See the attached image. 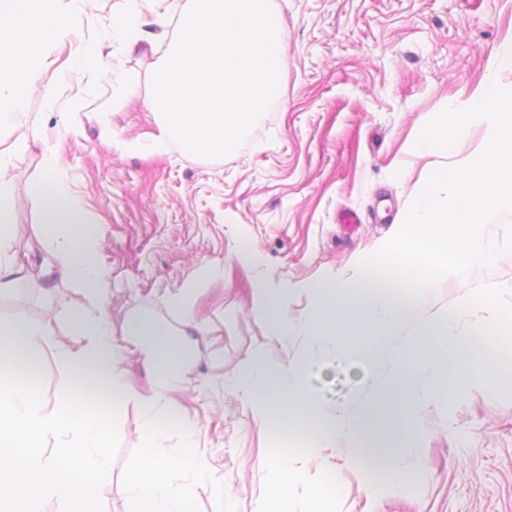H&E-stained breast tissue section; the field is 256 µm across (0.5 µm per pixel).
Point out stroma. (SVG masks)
<instances>
[{"mask_svg":"<svg viewBox=\"0 0 512 512\" xmlns=\"http://www.w3.org/2000/svg\"><path fill=\"white\" fill-rule=\"evenodd\" d=\"M112 2L90 0L32 91L25 120L0 129V152L9 157L0 179L12 186L20 226L15 258L28 270L0 290V319L39 321L76 350L81 338L70 313L98 311L77 284L60 280L50 288L38 276L50 254L30 183L43 174L49 148L68 191L100 228L97 260L109 272L113 330L148 308L161 325L188 334L185 384L170 401L196 426L199 451L235 512H256L271 494L267 458L275 440L235 385L253 356L273 368L305 363L310 391L331 412L350 415L397 371L394 354L419 325L464 295L490 292L492 311L512 313V254H503L463 279L436 282L415 316L386 338L373 366L331 340L311 338L305 327L311 284L353 279L358 263L400 227L427 169L465 164L485 147L491 126L484 120L445 156L420 154L414 143L431 118L469 106L482 85L512 87V71L494 59L499 44L512 40V0H269L287 21L283 95L218 159L175 144L153 147L160 129L146 100L167 32L155 12L143 10L141 40L116 58L130 95L114 97L108 74L65 67L91 45L113 56ZM343 210L360 218L352 230L337 221ZM245 240L254 251L242 262ZM204 267L213 275L199 277ZM194 279L188 312L173 311L167 296ZM263 288L282 289L288 335L256 315ZM120 370L136 395L112 430V469L100 481L104 512L131 510L126 482L141 453L140 398L154 385L139 352L127 351ZM421 417L423 439L396 459L406 480L374 473L376 497L334 449L298 451V464L333 473L334 512H512V390L462 380Z\"/></svg>","mask_w":512,"mask_h":512,"instance_id":"stroma-1","label":"stroma"}]
</instances>
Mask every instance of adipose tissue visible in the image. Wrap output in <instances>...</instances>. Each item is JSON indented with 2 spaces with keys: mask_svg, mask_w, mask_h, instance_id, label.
I'll use <instances>...</instances> for the list:
<instances>
[{
  "mask_svg": "<svg viewBox=\"0 0 512 512\" xmlns=\"http://www.w3.org/2000/svg\"><path fill=\"white\" fill-rule=\"evenodd\" d=\"M88 0H0V127L24 114L27 99L49 67V49L62 44L81 22ZM39 222L55 261L45 263L48 281L62 278L92 297L104 298L109 273L95 259L100 230L85 216L59 179L58 157L44 155V175L31 186ZM19 228L13 194L0 180V288L12 287L22 268L14 259ZM489 293L471 295L466 306L440 312L423 326L402 353V371L382 393L350 420L337 419L308 391L305 368H268L254 360L236 376L243 394L257 406L261 425L277 435L300 436L314 430L315 446L343 440L344 461L361 468L376 460L390 479L401 480L391 449L416 446L425 428L424 405L450 396L458 378L491 388L512 387V317L495 321V336H458L453 328L466 307H489ZM84 338L80 349L56 347L52 331L30 321L0 320V512H102L98 480L111 467V424L132 389L119 370L128 346H135L158 374L144 398V443L137 470L127 483L133 512H194L199 492L209 488V470L197 446V430L176 415L168 400L181 387L186 368L184 342L161 326L151 310L127 318L119 343L107 308L73 319ZM54 369L62 386L53 407L41 399L44 375ZM182 432L176 460L161 458L171 427ZM191 482H182V475ZM271 498L260 512H329L336 498L330 472L307 476L293 458L272 453ZM308 485L305 497L291 494L295 482Z\"/></svg>",
  "mask_w": 512,
  "mask_h": 512,
  "instance_id": "ef3b65f1",
  "label": "adipose tissue"
}]
</instances>
